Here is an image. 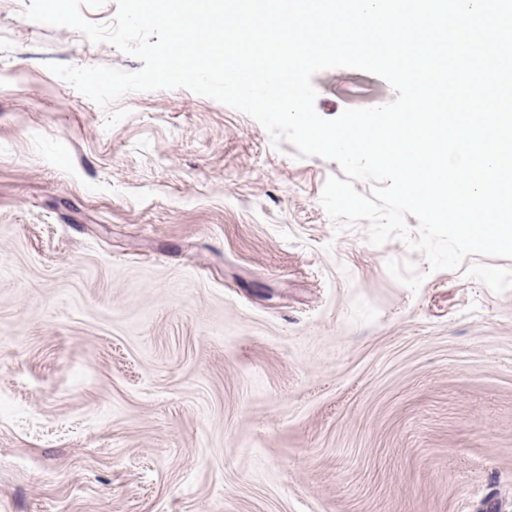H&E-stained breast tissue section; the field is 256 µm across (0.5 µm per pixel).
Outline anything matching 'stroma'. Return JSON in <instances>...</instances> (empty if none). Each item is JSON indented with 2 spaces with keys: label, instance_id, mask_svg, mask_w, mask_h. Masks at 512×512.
<instances>
[{
  "label": "stroma",
  "instance_id": "35a3bbf8",
  "mask_svg": "<svg viewBox=\"0 0 512 512\" xmlns=\"http://www.w3.org/2000/svg\"><path fill=\"white\" fill-rule=\"evenodd\" d=\"M0 0V512H512V260L432 272L335 162ZM325 118L394 100L313 77ZM413 260L411 291L386 270Z\"/></svg>",
  "mask_w": 512,
  "mask_h": 512
}]
</instances>
